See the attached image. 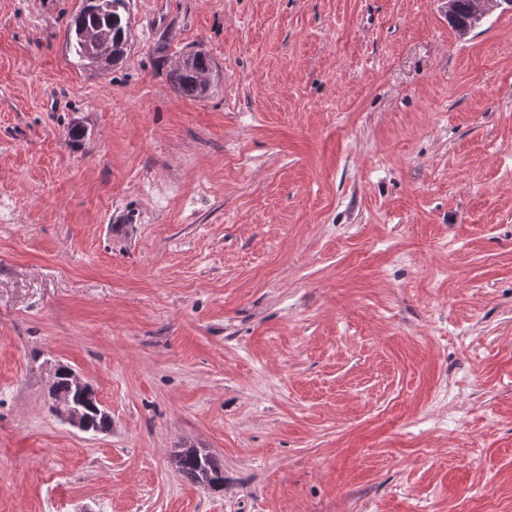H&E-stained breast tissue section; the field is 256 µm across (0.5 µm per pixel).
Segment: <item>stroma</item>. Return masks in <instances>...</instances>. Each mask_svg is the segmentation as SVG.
<instances>
[{
	"mask_svg": "<svg viewBox=\"0 0 512 512\" xmlns=\"http://www.w3.org/2000/svg\"><path fill=\"white\" fill-rule=\"evenodd\" d=\"M81 5L0 0V512H512V11L130 0L97 70ZM131 27L129 0H84L68 22L67 48L83 66L106 69L126 56ZM457 1V7H456ZM472 0H445V8L448 10V20L454 28L461 32L471 22L470 4ZM456 7V10H455ZM455 10V12H454ZM454 12V14H452ZM452 14V15H451ZM212 71L211 59L203 50L190 51L170 71L171 86L182 96L201 97L210 86ZM71 378L66 372H61L53 384L52 391L58 403L55 406L56 416L64 423L80 430H88L90 428L88 419L83 408L73 406L71 404H79L83 406L84 399L77 394L89 393L92 390L90 384L84 381L76 372L70 370ZM75 387V390L72 386ZM77 391V392H76ZM60 403H71L67 406L59 405ZM179 447L172 454V462L185 477L196 484L210 487L224 481L223 470L208 450L186 443Z\"/></svg>",
	"mask_w": 512,
	"mask_h": 512,
	"instance_id": "obj_1",
	"label": "stroma"
}]
</instances>
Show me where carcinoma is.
I'll list each match as a JSON object with an SVG mask.
<instances>
[{"label": "carcinoma", "mask_w": 512, "mask_h": 512, "mask_svg": "<svg viewBox=\"0 0 512 512\" xmlns=\"http://www.w3.org/2000/svg\"><path fill=\"white\" fill-rule=\"evenodd\" d=\"M91 6L81 7L72 15L67 26V48L84 66L109 68L126 56L131 37L130 0H90ZM471 0H457L449 22L462 31L471 22ZM213 65L201 49L187 53L170 71L173 90L186 97L203 96L211 82ZM52 391L57 403L84 404L65 372L56 377ZM177 470L192 482L214 486L224 481L222 469L213 455L204 448L183 444L172 454Z\"/></svg>", "instance_id": "obj_1"}]
</instances>
